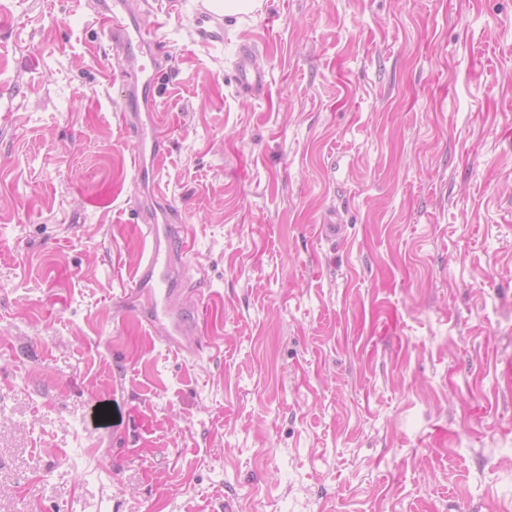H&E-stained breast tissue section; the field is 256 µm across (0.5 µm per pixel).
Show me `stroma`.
Returning <instances> with one entry per match:
<instances>
[{
  "label": "stroma",
  "instance_id": "1",
  "mask_svg": "<svg viewBox=\"0 0 512 512\" xmlns=\"http://www.w3.org/2000/svg\"><path fill=\"white\" fill-rule=\"evenodd\" d=\"M177 3L142 21L188 304L224 297L193 358L117 305L126 61L0 0V512H512V0H265L211 45ZM255 46L243 44L234 62L236 71L235 91L245 98H261L268 90L266 73L253 64Z\"/></svg>",
  "mask_w": 512,
  "mask_h": 512
}]
</instances>
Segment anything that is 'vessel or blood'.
I'll return each instance as SVG.
<instances>
[{"instance_id":"1","label":"vessel or blood","mask_w":512,"mask_h":512,"mask_svg":"<svg viewBox=\"0 0 512 512\" xmlns=\"http://www.w3.org/2000/svg\"><path fill=\"white\" fill-rule=\"evenodd\" d=\"M88 6L100 20L111 49L122 54L132 70L131 76L116 82L115 89L122 104L124 127L137 143L133 181L148 186L153 200L163 203L166 196L158 174L168 144L157 108L164 58L157 52L156 32L142 24L144 10L140 0H89ZM199 20L202 43L221 40L223 15L205 9ZM254 54V45H242L234 62L235 90L245 98L263 97L268 90L265 72L253 64ZM138 218L143 250L122 294L136 298L146 312V324H164L168 348L188 357L196 356L200 351L194 340L197 321L183 304L184 290L180 286L188 247L172 225L159 222L156 213L142 207Z\"/></svg>"}]
</instances>
